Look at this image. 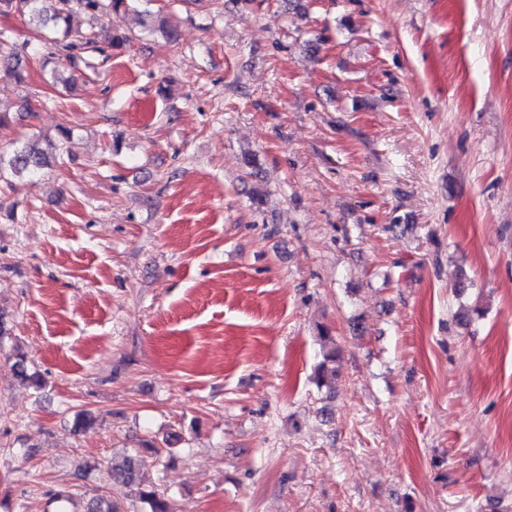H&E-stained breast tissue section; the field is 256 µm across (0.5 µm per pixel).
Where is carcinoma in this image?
Here are the masks:
<instances>
[{
  "instance_id": "cac0c4a2",
  "label": "carcinoma",
  "mask_w": 512,
  "mask_h": 512,
  "mask_svg": "<svg viewBox=\"0 0 512 512\" xmlns=\"http://www.w3.org/2000/svg\"><path fill=\"white\" fill-rule=\"evenodd\" d=\"M131 0H0V13H15L35 25L41 41L47 49V58L56 60V67L74 74L80 65L91 68V53H104L131 41V37L117 28L89 30L86 33L71 31V20L78 14L91 18L101 13L117 16L125 13ZM29 43L18 41L12 35L0 31V60L11 64L7 75L16 82L25 81L21 58ZM68 131L63 129L56 139L34 137L18 146L10 156L0 155V180L9 174L27 173L36 176L52 166L64 152ZM321 360L314 375L317 387L334 383V364L338 348L331 331L322 328L318 332ZM143 458L139 454L126 456L122 463L112 466V483L125 489L124 497L100 495L90 499L84 512H127L125 500L132 498L148 506L147 512H173L170 499L153 487L141 482L139 473Z\"/></svg>"
}]
</instances>
